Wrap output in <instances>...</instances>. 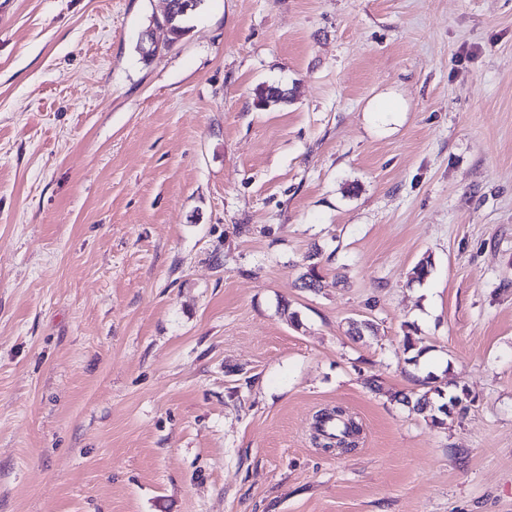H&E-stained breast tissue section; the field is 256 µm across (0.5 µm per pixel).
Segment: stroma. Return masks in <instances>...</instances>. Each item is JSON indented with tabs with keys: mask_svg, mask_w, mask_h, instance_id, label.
<instances>
[{
	"mask_svg": "<svg viewBox=\"0 0 512 512\" xmlns=\"http://www.w3.org/2000/svg\"><path fill=\"white\" fill-rule=\"evenodd\" d=\"M164 6L0 0V512H512V0ZM473 401L465 388L446 394L442 387L433 386L416 397L413 407L418 411L436 408L440 414L451 417L466 411ZM356 421L339 406L321 411L316 417L315 441L323 448H351Z\"/></svg>",
	"mask_w": 512,
	"mask_h": 512,
	"instance_id": "1",
	"label": "stroma"
}]
</instances>
